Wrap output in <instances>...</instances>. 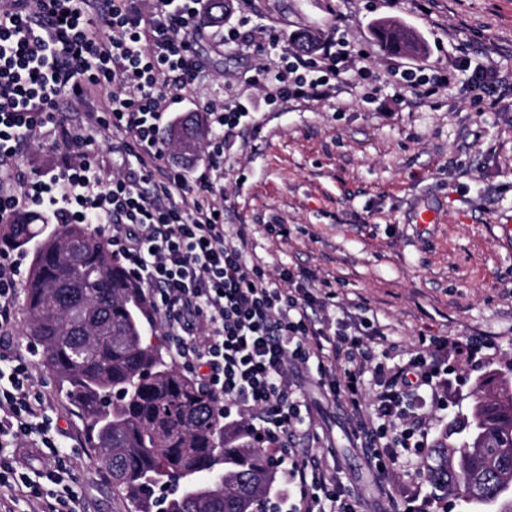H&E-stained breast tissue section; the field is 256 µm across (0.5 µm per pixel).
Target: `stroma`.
Returning a JSON list of instances; mask_svg holds the SVG:
<instances>
[{
    "instance_id": "35a3bbf8",
    "label": "stroma",
    "mask_w": 512,
    "mask_h": 512,
    "mask_svg": "<svg viewBox=\"0 0 512 512\" xmlns=\"http://www.w3.org/2000/svg\"><path fill=\"white\" fill-rule=\"evenodd\" d=\"M266 38L277 48L256 56L210 29L197 45L210 77L200 100L242 95L256 130L226 152L224 221L248 227L251 258L271 278L282 270L305 274L314 294L336 296L330 327L344 311L359 313L379 334L371 343L388 365L405 359L422 339L442 337L452 369L448 407L431 420L438 438L449 419L466 413L476 384L512 366V84L498 85L489 106L468 74L453 64L512 72V0H262ZM389 21L417 37L421 51L382 47L376 25ZM347 40L349 66L364 68L367 92L343 94L287 109L268 106L251 85L261 64L276 65L295 51L298 35ZM431 73L451 70L447 86L413 105L386 79L396 64ZM435 213L421 227L416 211ZM480 336L488 346L468 362L457 345ZM316 360L300 365L310 436L296 457H334L336 478L359 512H383L375 472L350 435L354 416L320 386ZM33 385L59 419L69 451L81 512H128L85 445V425L58 391L54 374L35 366ZM386 484L420 491L427 512H439L435 490L419 460L399 458Z\"/></svg>"
}]
</instances>
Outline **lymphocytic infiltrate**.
Listing matches in <instances>:
<instances>
[{"instance_id": "obj_1", "label": "lymphocytic infiltrate", "mask_w": 512, "mask_h": 512, "mask_svg": "<svg viewBox=\"0 0 512 512\" xmlns=\"http://www.w3.org/2000/svg\"><path fill=\"white\" fill-rule=\"evenodd\" d=\"M204 0H6L0 6V223L19 211L50 213L58 224H91L107 236L129 278L148 289L176 363L198 374L225 418H238L269 443L301 423L290 370L310 359L343 362L329 395L359 417L351 431L379 476L399 457L429 456V415L447 402L448 365L438 344L406 362L378 361L375 330L357 314L327 333L308 314L328 306L293 274L269 278L248 257L245 225L226 229L224 151L252 124L240 102L204 105L208 162L166 165L160 138L173 104L192 100L202 68L194 41ZM345 45L317 55L290 53L263 85L268 104L328 100L344 91ZM104 97L94 130L73 123L61 99ZM60 161L50 172L19 171L42 132ZM118 137L124 170L95 154V137ZM33 362L0 346V512L46 499L48 512H78L67 456L51 436L49 408L32 384ZM376 391L365 398L366 376ZM41 451L38 467L23 460ZM277 491L289 512H356L325 458L278 457Z\"/></svg>"}]
</instances>
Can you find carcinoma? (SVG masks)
I'll return each instance as SVG.
<instances>
[{
  "instance_id": "cac0c4a2",
  "label": "carcinoma",
  "mask_w": 512,
  "mask_h": 512,
  "mask_svg": "<svg viewBox=\"0 0 512 512\" xmlns=\"http://www.w3.org/2000/svg\"><path fill=\"white\" fill-rule=\"evenodd\" d=\"M213 26L224 23V0H206ZM389 49L416 48L387 24L377 28ZM202 127L185 117L169 133L192 155ZM23 248L36 242L23 284L26 335L42 352L64 398L85 421V441L112 473V491L132 512H260L278 474L266 451L239 424L216 415V401L169 364L162 345L147 340L152 305L129 280L109 243L87 224L53 232L28 218L7 227ZM507 380L478 392L469 414L448 425L426 464L430 481L446 494L493 512H512V395ZM177 494L161 499L166 483Z\"/></svg>"
}]
</instances>
